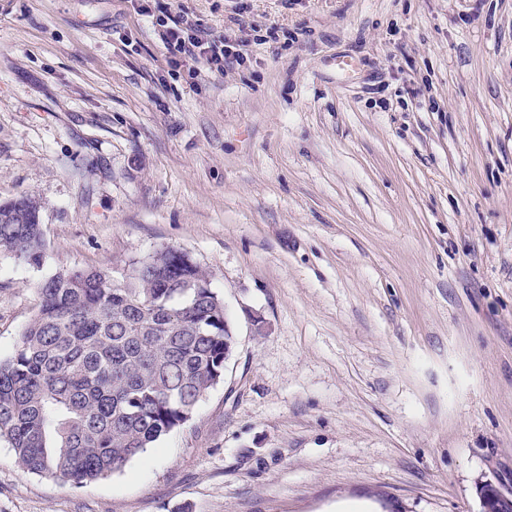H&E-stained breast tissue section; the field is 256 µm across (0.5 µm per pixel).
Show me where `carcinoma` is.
<instances>
[{"instance_id": "1", "label": "carcinoma", "mask_w": 512, "mask_h": 512, "mask_svg": "<svg viewBox=\"0 0 512 512\" xmlns=\"http://www.w3.org/2000/svg\"><path fill=\"white\" fill-rule=\"evenodd\" d=\"M35 198L0 202V255L39 266ZM19 346L0 359V440L20 467L82 486L121 470L184 428L224 381V300L171 247L116 281L103 269L58 271Z\"/></svg>"}]
</instances>
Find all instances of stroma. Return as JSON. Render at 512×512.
<instances>
[{"instance_id":"obj_1","label":"stroma","mask_w":512,"mask_h":512,"mask_svg":"<svg viewBox=\"0 0 512 512\" xmlns=\"http://www.w3.org/2000/svg\"><path fill=\"white\" fill-rule=\"evenodd\" d=\"M145 4L248 61L171 70ZM22 195L46 254L0 257V359L46 277L119 281L165 246L237 344L192 420L107 477L26 473L1 441L0 512L512 492V0H0V201Z\"/></svg>"}]
</instances>
